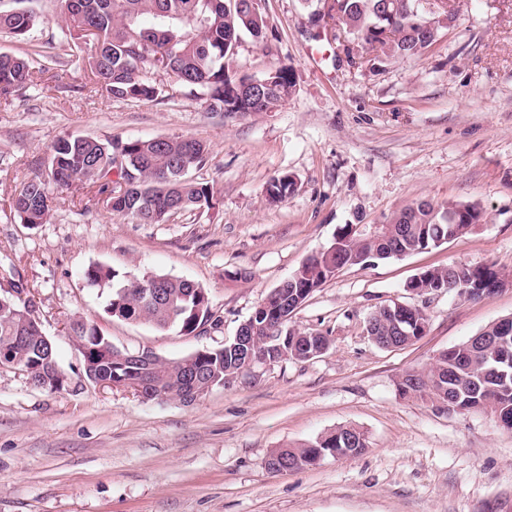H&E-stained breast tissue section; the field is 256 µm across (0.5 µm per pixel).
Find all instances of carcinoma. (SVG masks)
Wrapping results in <instances>:
<instances>
[{
    "mask_svg": "<svg viewBox=\"0 0 512 512\" xmlns=\"http://www.w3.org/2000/svg\"><path fill=\"white\" fill-rule=\"evenodd\" d=\"M62 32L83 39L97 32L95 51L87 63L94 84L113 98L152 99L158 88L148 73L172 75L185 87L204 91L208 109L228 117L254 112H274L296 91L294 71L278 66L263 76L269 86L257 102L243 97L241 87L248 76L225 72L224 58L234 53L241 34L255 42H267V21L262 0H62ZM419 0H338L337 23L347 37L375 57L411 58L422 54L435 40L439 27L421 26L424 14ZM37 23L27 9L0 11V29L25 38ZM388 26L392 35L382 39L379 27ZM44 74L27 58L0 54V98L11 101L22 96L34 73ZM208 147L194 139L165 142L132 140L113 142L91 137L61 136L53 144L47 170L23 180L11 207L21 223L44 224L51 210L52 187L85 185L95 190L99 201L113 213L130 217L137 224H163L184 209L210 208L215 195L212 185L195 181L190 171L207 162ZM296 182L288 174L278 175L267 184V195L279 202L294 192ZM483 219L473 204L448 202L434 204L420 200L403 208L387 224V240L381 241L365 230L344 225L336 235L337 248L311 264L297 280L267 295L271 305L291 300L305 287L318 288L335 276V271L359 265L369 259H386L394 253L423 250L434 246V239L445 233L452 239L472 230ZM502 275L492 263L450 264L423 271L411 284L420 293L442 288L459 292L461 288H480L482 294L495 292L490 284ZM91 286L108 288L106 313L129 322L147 323L159 330L177 329L185 335L198 334L208 325L219 328L222 319L211 312L207 291L199 284L180 277L154 274L129 279L109 267L91 265L84 272ZM161 290L155 298L151 289ZM19 297L7 291L0 294V365L15 370H30L40 376L44 361H56L52 342L35 344L32 320L19 314ZM375 341L405 342L396 335L390 316L379 309L372 314ZM72 336L80 337L88 354L83 356L85 376L103 374L117 381H136L140 371L119 360L123 350L101 334L89 321L69 325ZM503 342L512 357V335L499 336L488 327L476 336L443 351L430 367L415 375L407 374L398 384L403 397H426L438 410L450 413L488 411L506 429L512 430V366L506 368L493 358L490 344ZM329 343L324 336L301 334L291 356L306 359V353ZM201 370L214 379V386L235 376L243 364L230 343L206 349ZM152 381L170 398L185 401L188 389L177 359H161L151 372ZM367 448L365 434L353 426H339L303 448H280L273 452L281 464L300 469L314 465L317 456L336 452L359 454Z\"/></svg>",
    "mask_w": 512,
    "mask_h": 512,
    "instance_id": "carcinoma-1",
    "label": "carcinoma"
}]
</instances>
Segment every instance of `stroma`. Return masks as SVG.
<instances>
[{"mask_svg": "<svg viewBox=\"0 0 512 512\" xmlns=\"http://www.w3.org/2000/svg\"><path fill=\"white\" fill-rule=\"evenodd\" d=\"M455 4L456 25L422 55L379 61L361 49L351 63L329 59L303 0H265L267 43L241 35L224 66L254 78L293 69L295 94L270 113L208 111L201 90L163 73L151 76L157 97L114 99L75 60L61 78L0 100V293L28 285L67 377L50 392L0 370V512H512V432L490 414H449L397 390L406 373L512 316V285L477 299L406 288L453 262L512 271V0ZM20 6L40 23L24 41L0 31V53L64 54L61 0H0ZM67 134L200 140L210 157L192 175L215 186L214 206L135 224L88 206L85 189H56L47 222L26 226L14 190L44 172ZM285 173L294 192L270 202L269 180ZM422 199L473 203L484 217L463 237L343 268L318 288L288 326L327 336L323 354L241 374L190 404L86 379L68 322H94L115 347L165 359L221 346L344 225L380 224ZM93 264L192 280L223 322L194 336L112 318L106 291L85 283ZM393 302L423 309L428 325L385 349L366 325ZM343 425L365 433L363 453L268 470L275 449Z\"/></svg>", "mask_w": 512, "mask_h": 512, "instance_id": "stroma-1", "label": "stroma"}]
</instances>
